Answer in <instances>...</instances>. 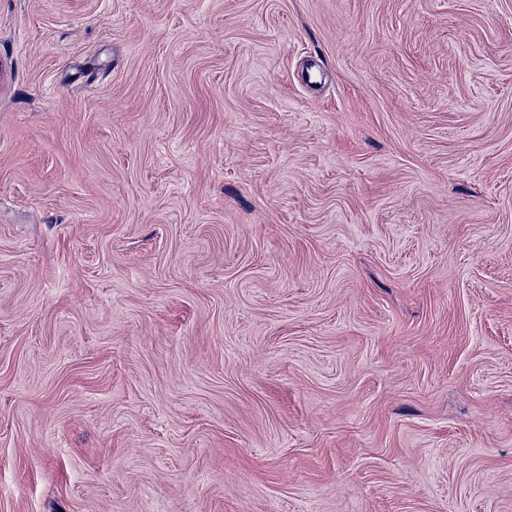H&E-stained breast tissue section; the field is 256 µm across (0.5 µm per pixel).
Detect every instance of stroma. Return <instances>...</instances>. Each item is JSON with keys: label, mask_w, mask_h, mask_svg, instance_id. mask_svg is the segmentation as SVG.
I'll list each match as a JSON object with an SVG mask.
<instances>
[{"label": "stroma", "mask_w": 512, "mask_h": 512, "mask_svg": "<svg viewBox=\"0 0 512 512\" xmlns=\"http://www.w3.org/2000/svg\"><path fill=\"white\" fill-rule=\"evenodd\" d=\"M0 512H512V0H0Z\"/></svg>", "instance_id": "stroma-1"}]
</instances>
